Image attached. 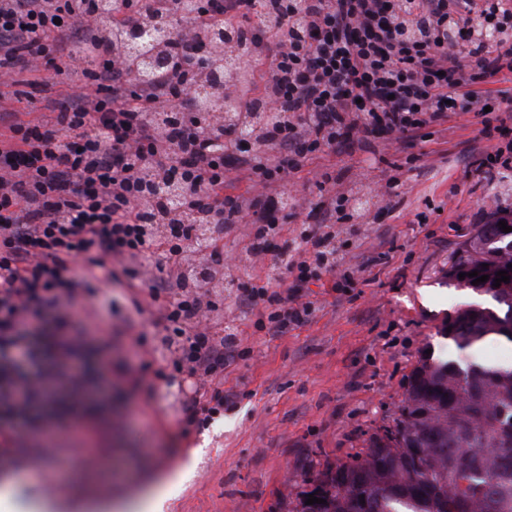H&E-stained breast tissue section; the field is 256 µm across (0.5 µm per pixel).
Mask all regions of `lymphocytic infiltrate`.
<instances>
[{"label": "lymphocytic infiltrate", "instance_id": "f902f5d3", "mask_svg": "<svg viewBox=\"0 0 512 512\" xmlns=\"http://www.w3.org/2000/svg\"><path fill=\"white\" fill-rule=\"evenodd\" d=\"M279 20L278 36L251 23L253 0H127L123 25L149 12L176 15L165 71L140 81L119 51H83L95 39L90 0H0V85L18 72L55 67L68 59L80 92L58 113L54 127L14 120L0 142V459L9 460L20 434L33 428L44 405L93 379L112 390V358H83L84 340L48 335L34 324L41 306L70 316L82 288L124 274L141 288L156 274L182 266L176 243L184 225L167 239H150L142 227L149 213L147 167L177 169L180 203L219 212L223 223L253 226L246 246L254 256L272 255L267 281L251 289L252 304L268 311L271 329L303 324L308 304L299 296L302 270L336 265L331 235L316 225L301 241L274 245L277 226L267 197L229 194L227 157H236L249 182L282 185L299 173L310 153L336 151L355 134L375 128L409 138L453 116L481 112L483 84L512 76V42L481 46L449 41L448 14L462 24L472 16L493 28H512V7L483 0H414L399 12L395 0H267ZM235 25L251 38L232 48L252 73L243 114L260 107L278 113L252 150L239 133L217 127L174 124L158 128L153 112L188 113L199 73V33ZM277 149L267 157L265 148ZM80 275H73L74 266ZM164 319L179 336L180 363L211 378L224 373L211 333L202 328L208 310L198 295L172 299Z\"/></svg>", "mask_w": 512, "mask_h": 512}]
</instances>
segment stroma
Returning <instances> with one entry per match:
<instances>
[{"label": "stroma", "instance_id": "35a3bbf8", "mask_svg": "<svg viewBox=\"0 0 512 512\" xmlns=\"http://www.w3.org/2000/svg\"><path fill=\"white\" fill-rule=\"evenodd\" d=\"M75 85L50 69L25 72L0 90V108L51 125ZM485 124L491 136L482 139ZM426 132L394 144L385 133L353 138L295 174L299 192L314 201L316 171L335 176L348 194L394 178L397 194L376 195L363 222L337 214L331 229L342 260L332 273L305 270L302 298L313 304L306 323L277 333L259 326L260 311L243 293L264 284L265 257L233 268L235 285L224 294L210 293L212 329L237 327L239 344L224 369V412L204 428L185 429L180 410L160 399L166 387L157 375L172 373L173 360L155 353L165 323L146 291L104 288L79 300L67 333L108 348L112 395L90 405L83 393L68 394L43 410L39 427L0 463V478L46 471L55 460L72 473L24 487L0 512H24L27 501L52 495L65 497L67 512H84L88 497L127 500L174 471L183 478L170 486L164 512H293L313 473L353 461L371 434L392 425L424 351L461 363L511 362L510 344L462 351L437 331L469 299L443 283L450 259L483 217L512 206V167L489 186L476 171L484 151L512 145V112L459 115ZM134 352L147 383L140 390L121 371ZM201 445L205 454L191 460Z\"/></svg>", "mask_w": 512, "mask_h": 512}]
</instances>
